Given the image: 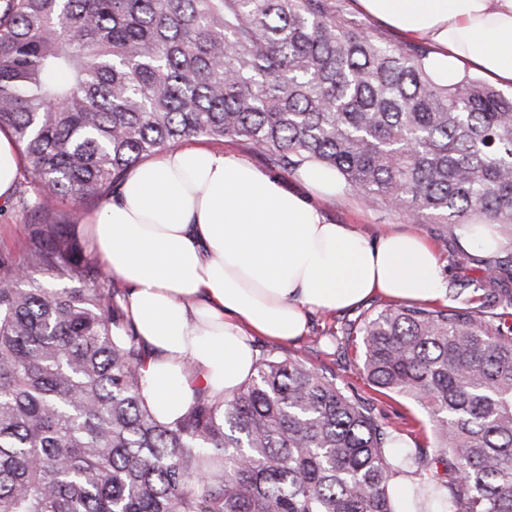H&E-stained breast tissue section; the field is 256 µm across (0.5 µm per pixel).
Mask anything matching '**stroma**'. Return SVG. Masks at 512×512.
Listing matches in <instances>:
<instances>
[{
  "instance_id": "1",
  "label": "stroma",
  "mask_w": 512,
  "mask_h": 512,
  "mask_svg": "<svg viewBox=\"0 0 512 512\" xmlns=\"http://www.w3.org/2000/svg\"><path fill=\"white\" fill-rule=\"evenodd\" d=\"M26 185L25 178H18L15 193L7 201L0 202V252L22 258L23 244L34 220L33 215L20 202V190ZM318 206L328 220L337 224H352L367 240H376L392 230H409L422 235L436 249L442 265L444 280H470L482 283L483 270L478 262V250L469 238L442 243L443 225L429 219L410 221L399 212L385 206L370 207L356 195L347 193L335 198L318 199ZM382 297L371 298L361 305L335 314L312 312L308 315V331L297 342L279 345L265 338H256L253 347L257 355H273L279 358H295L332 375L346 393L364 398H374L380 422L398 426L406 418L413 417L422 425H429L431 416L424 403L416 399L392 393H374L363 370L365 348L359 333H345V325H358L373 312L387 306Z\"/></svg>"
}]
</instances>
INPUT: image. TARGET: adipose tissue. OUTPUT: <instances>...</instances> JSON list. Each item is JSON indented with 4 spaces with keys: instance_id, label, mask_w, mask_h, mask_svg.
<instances>
[{
    "instance_id": "adipose-tissue-1",
    "label": "adipose tissue",
    "mask_w": 512,
    "mask_h": 512,
    "mask_svg": "<svg viewBox=\"0 0 512 512\" xmlns=\"http://www.w3.org/2000/svg\"><path fill=\"white\" fill-rule=\"evenodd\" d=\"M371 21L430 47L449 84L473 75L512 88V0H356ZM284 188L245 158L195 138L131 169L86 218L104 269L129 288L123 304L148 358L144 399L159 421L184 415L198 388L232 397L255 372L254 337L299 339L310 312L380 294L444 305L440 262L411 231L365 240L328 221L313 196H336V171L299 172Z\"/></svg>"
}]
</instances>
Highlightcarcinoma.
Wrapping results in <instances>:
<instances>
[{
	"mask_svg": "<svg viewBox=\"0 0 512 512\" xmlns=\"http://www.w3.org/2000/svg\"><path fill=\"white\" fill-rule=\"evenodd\" d=\"M427 55L328 0H0V128L37 214L107 198L183 139L231 137L414 221L512 233V95L440 84ZM25 256L0 253V512H399L406 475L414 512H512V291L357 328L376 391L430 410L443 479L404 447L418 422H379L298 359L263 357L224 402L200 391L158 421L114 281L64 224L34 223Z\"/></svg>",
	"mask_w": 512,
	"mask_h": 512,
	"instance_id": "cac0c4a2",
	"label": "carcinoma"
}]
</instances>
